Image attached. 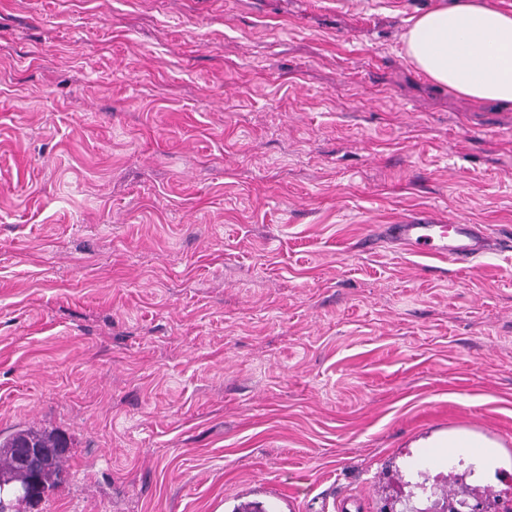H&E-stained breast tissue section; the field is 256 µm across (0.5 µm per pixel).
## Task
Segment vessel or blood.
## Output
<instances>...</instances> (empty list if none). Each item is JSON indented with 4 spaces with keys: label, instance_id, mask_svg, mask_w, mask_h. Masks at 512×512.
<instances>
[{
    "label": "vessel or blood",
    "instance_id": "b4317fda",
    "mask_svg": "<svg viewBox=\"0 0 512 512\" xmlns=\"http://www.w3.org/2000/svg\"><path fill=\"white\" fill-rule=\"evenodd\" d=\"M401 243L407 250L430 258L466 265L483 257L492 240L483 227L463 219L449 222H406L387 225L383 236L365 239V249H373L381 238Z\"/></svg>",
    "mask_w": 512,
    "mask_h": 512
}]
</instances>
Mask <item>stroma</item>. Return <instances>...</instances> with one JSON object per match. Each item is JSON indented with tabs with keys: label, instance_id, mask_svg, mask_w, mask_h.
Returning a JSON list of instances; mask_svg holds the SVG:
<instances>
[{
	"label": "stroma",
	"instance_id": "1",
	"mask_svg": "<svg viewBox=\"0 0 512 512\" xmlns=\"http://www.w3.org/2000/svg\"><path fill=\"white\" fill-rule=\"evenodd\" d=\"M439 0H0V439L68 443L26 512H398L419 443L497 437L512 507V108L405 58ZM384 236L401 243L407 250L430 258L466 265L483 257L491 246L512 248L510 241L492 243L483 227L463 219L447 222L387 224Z\"/></svg>",
	"mask_w": 512,
	"mask_h": 512
}]
</instances>
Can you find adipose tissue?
I'll list each match as a JSON object with an SVG mask.
<instances>
[{
    "label": "adipose tissue",
    "instance_id": "obj_1",
    "mask_svg": "<svg viewBox=\"0 0 512 512\" xmlns=\"http://www.w3.org/2000/svg\"><path fill=\"white\" fill-rule=\"evenodd\" d=\"M402 44L406 58L436 85L512 107V10L486 0H441L410 18Z\"/></svg>",
    "mask_w": 512,
    "mask_h": 512
}]
</instances>
